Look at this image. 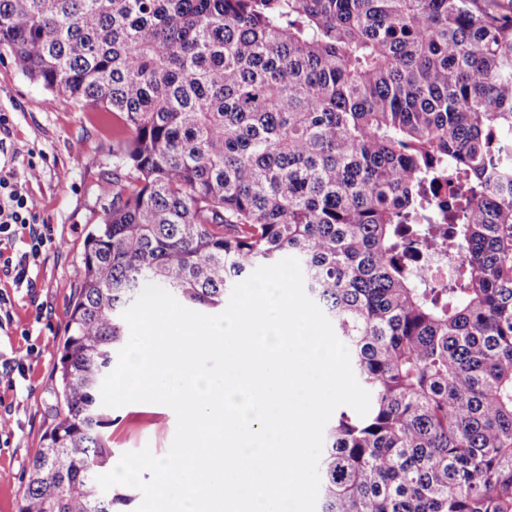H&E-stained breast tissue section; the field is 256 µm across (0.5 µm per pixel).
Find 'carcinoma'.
I'll list each match as a JSON object with an SVG mask.
<instances>
[{
    "instance_id": "carcinoma-1",
    "label": "carcinoma",
    "mask_w": 512,
    "mask_h": 512,
    "mask_svg": "<svg viewBox=\"0 0 512 512\" xmlns=\"http://www.w3.org/2000/svg\"><path fill=\"white\" fill-rule=\"evenodd\" d=\"M0 46L112 113L120 169L18 512L131 500L95 481L100 386L146 284L219 313L288 255L371 396L325 427L317 512H512V0H0ZM458 265L456 254L443 248H428L422 254L419 269L430 273L429 282L443 285L455 277Z\"/></svg>"
}]
</instances>
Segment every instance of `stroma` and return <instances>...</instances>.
<instances>
[{
  "label": "stroma",
  "mask_w": 512,
  "mask_h": 512,
  "mask_svg": "<svg viewBox=\"0 0 512 512\" xmlns=\"http://www.w3.org/2000/svg\"><path fill=\"white\" fill-rule=\"evenodd\" d=\"M0 113L9 118L8 131L0 132V163L35 199L37 223L53 228L52 241L30 270L32 287H16L0 272V291L11 301L10 320L0 324V413L10 412L12 420L10 431L0 432V512H18L28 463L56 422L65 313L78 294L87 236L112 192L116 160L111 114L51 99L3 46ZM32 163L40 176L30 181ZM108 417L113 460L143 448L158 457L168 452L176 431L169 407L132 403L109 409Z\"/></svg>",
  "instance_id": "35a3bbf8"
}]
</instances>
